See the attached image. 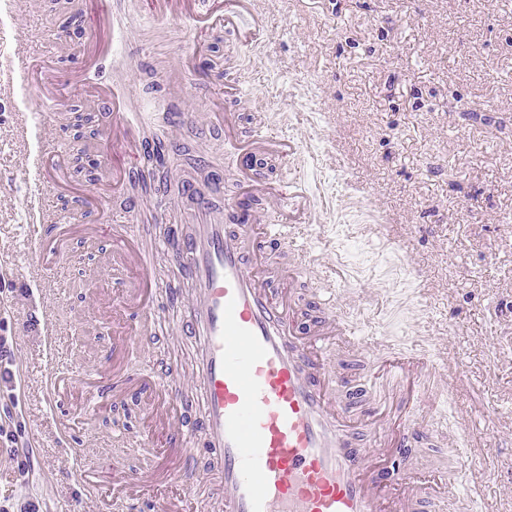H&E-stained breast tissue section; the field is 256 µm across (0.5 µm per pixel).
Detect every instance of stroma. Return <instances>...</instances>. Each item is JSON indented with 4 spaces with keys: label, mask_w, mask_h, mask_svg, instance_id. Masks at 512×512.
Listing matches in <instances>:
<instances>
[{
    "label": "stroma",
    "mask_w": 512,
    "mask_h": 512,
    "mask_svg": "<svg viewBox=\"0 0 512 512\" xmlns=\"http://www.w3.org/2000/svg\"><path fill=\"white\" fill-rule=\"evenodd\" d=\"M259 2L268 36L245 47L218 28L155 22L151 0H116L118 20L128 24L116 36L92 25L94 0H76L78 42L95 37L110 50L78 84L69 80L76 61L56 52L65 103L86 109V86L100 82L133 88L131 110L146 112L145 135L167 113H195L163 171L174 183L190 179L194 160L207 158L222 169L225 192H240L245 165L225 149L223 133L204 124L206 113L230 110L243 134L273 131L298 141V160L258 156L256 175L272 191L300 174L314 194V224L293 231L294 243L317 259L296 295L300 312L318 314L319 277L344 274L336 297L367 348L335 351L345 380L337 398L346 399L348 381L362 377V361L385 343L461 364L463 376L451 379L431 427L443 436L466 430L479 444L456 497L477 499L484 512H512V0ZM22 7L0 12V61L58 42L54 0ZM15 27L29 30L28 44L14 41ZM197 42L200 75H183L181 93H169V66ZM229 67L240 78L233 100L224 94ZM26 110L48 113L46 133L64 161L73 158V133L56 122L55 106L21 83L0 87V338L14 374L0 377V408L12 412L0 420V512H153L160 496L178 493L193 510L211 494L212 456L192 449L186 467L126 499L108 462L131 474L153 471L165 460V439L146 396L132 392L115 402L95 393L116 373L157 377L186 403L183 431L198 432L195 345L173 330L184 279L153 259L157 330L125 347L102 328L133 275L112 263V231L93 242L72 233L67 260L44 277L32 274L39 224L21 204L33 144L19 127ZM95 129L87 154L126 178L108 197L113 215L123 216L136 198L142 212L165 210L187 228L193 204L174 194L136 195L121 144L107 137L105 124ZM393 236L403 250L390 246ZM52 373L66 380L53 398L46 391ZM73 446L81 460L71 458Z\"/></svg>",
    "instance_id": "stroma-1"
}]
</instances>
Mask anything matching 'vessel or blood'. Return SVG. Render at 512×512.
<instances>
[{"label":"vessel or blood","instance_id":"obj_1","mask_svg":"<svg viewBox=\"0 0 512 512\" xmlns=\"http://www.w3.org/2000/svg\"><path fill=\"white\" fill-rule=\"evenodd\" d=\"M188 2L187 20L206 16L229 31L237 29L246 11L245 0H226L220 11L214 10L212 0ZM0 71L32 84L46 102L61 100L63 90L48 76L39 53L9 58ZM93 100L108 116L113 133L123 135L130 156L140 159L150 143L135 129L127 95L97 93ZM208 118L223 124L224 142L235 150L262 148L287 160L300 154L296 142L270 131L250 143L241 140L234 113L212 112ZM56 148V142L43 139L33 155L34 192L26 198L30 208L44 206ZM186 191L206 220L174 239L166 256L191 278L178 330L197 344L202 444L218 462L214 482L224 512H409L413 507L419 512H458L453 497L437 495L431 483L403 466L420 437L418 419L407 418L406 410L420 401L419 380L434 369L431 355L385 348L376 374L394 380L388 406L371 405L364 386L352 391L347 403H338L339 379L327 346L334 342L355 352L364 340L341 314L332 288L318 294L320 322L309 330L299 324L291 287L281 276L288 271L294 280H302L313 257L299 254L293 267L278 262V255L291 249L290 238L274 225L256 232L240 211L241 196L225 197L218 206L210 194H196L194 185ZM305 194L299 176L281 193L282 204L296 210L293 223L311 221L310 212L297 205ZM95 201L99 223L119 236L126 261L145 268L149 252L132 230L133 216L115 220L104 196ZM67 233V225L55 224L34 236L35 273L60 263V242ZM153 286L146 276L141 287L124 293L125 309L135 310L146 324L153 314L146 291ZM142 388L158 403L169 447L184 452L194 447L161 382L146 380Z\"/></svg>","mask_w":512,"mask_h":512}]
</instances>
